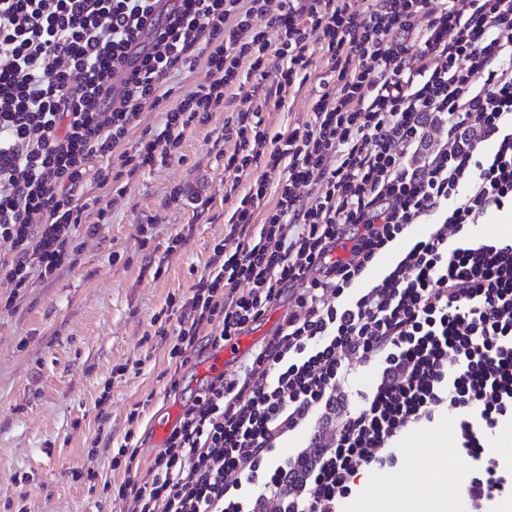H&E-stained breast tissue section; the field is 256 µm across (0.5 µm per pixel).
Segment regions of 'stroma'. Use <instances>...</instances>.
Wrapping results in <instances>:
<instances>
[{
	"label": "stroma",
	"mask_w": 512,
	"mask_h": 512,
	"mask_svg": "<svg viewBox=\"0 0 512 512\" xmlns=\"http://www.w3.org/2000/svg\"><path fill=\"white\" fill-rule=\"evenodd\" d=\"M331 66L321 53L299 90L283 101L262 100L264 121L275 132L303 121L311 102L332 84ZM224 115L214 113L187 133L180 158L144 171L124 194L109 188H75L87 216L106 209L110 216L97 234L78 230L72 264L49 279H37L13 292L0 278V512H121L106 499L112 479V449L132 435L139 451L134 468L147 475L157 454L149 424L165 402L188 404L199 386L187 369L170 390L162 373L168 342L155 336L152 319L169 296L197 281L224 237L230 179L224 156ZM183 188L206 199V207L171 202ZM184 242L168 245L176 234ZM140 369H132L134 361ZM148 400L137 422L133 404ZM106 420H99V413ZM456 426L440 418L427 428L410 429L399 441L396 465L364 472L343 512H364L372 497L396 512L429 488L433 468L469 471V459L456 447ZM93 470L94 483L73 480L76 470Z\"/></svg>",
	"instance_id": "stroma-1"
}]
</instances>
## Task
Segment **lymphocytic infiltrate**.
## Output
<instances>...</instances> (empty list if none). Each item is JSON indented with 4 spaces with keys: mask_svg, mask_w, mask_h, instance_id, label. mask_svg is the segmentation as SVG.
Listing matches in <instances>:
<instances>
[{
    "mask_svg": "<svg viewBox=\"0 0 512 512\" xmlns=\"http://www.w3.org/2000/svg\"><path fill=\"white\" fill-rule=\"evenodd\" d=\"M151 12V0H0V274L17 290L51 277L79 226L109 220L101 209L86 224L78 183L168 164L222 110L225 168L251 182L230 185L223 240L154 317L171 340L170 385L200 344L288 310L236 375L186 406L149 476L133 471L136 445L114 448L124 477L104 492L125 512H338L361 470L446 407L473 462L469 512L512 497L490 449L512 413V235L470 231L512 208V0H170ZM143 37L148 53L107 99ZM313 45L335 84L270 135L253 103L266 61L280 60L271 77L290 89ZM202 50L210 80L167 106L165 79ZM147 107L163 117L126 152ZM342 240L348 256L328 259ZM355 367L375 381L354 395Z\"/></svg>",
    "mask_w": 512,
    "mask_h": 512,
    "instance_id": "obj_1",
    "label": "lymphocytic infiltrate"
}]
</instances>
